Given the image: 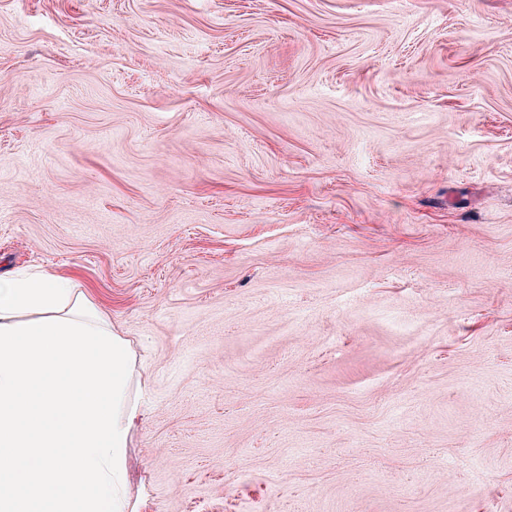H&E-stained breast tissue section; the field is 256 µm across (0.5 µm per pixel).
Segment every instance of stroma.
<instances>
[{"mask_svg":"<svg viewBox=\"0 0 512 512\" xmlns=\"http://www.w3.org/2000/svg\"><path fill=\"white\" fill-rule=\"evenodd\" d=\"M129 340L141 512H512V0H0V273Z\"/></svg>","mask_w":512,"mask_h":512,"instance_id":"stroma-1","label":"stroma"}]
</instances>
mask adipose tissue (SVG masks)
<instances>
[{"label":"adipose tissue","instance_id":"adipose-tissue-1","mask_svg":"<svg viewBox=\"0 0 512 512\" xmlns=\"http://www.w3.org/2000/svg\"><path fill=\"white\" fill-rule=\"evenodd\" d=\"M129 342L71 279L0 275V512H138Z\"/></svg>","mask_w":512,"mask_h":512}]
</instances>
